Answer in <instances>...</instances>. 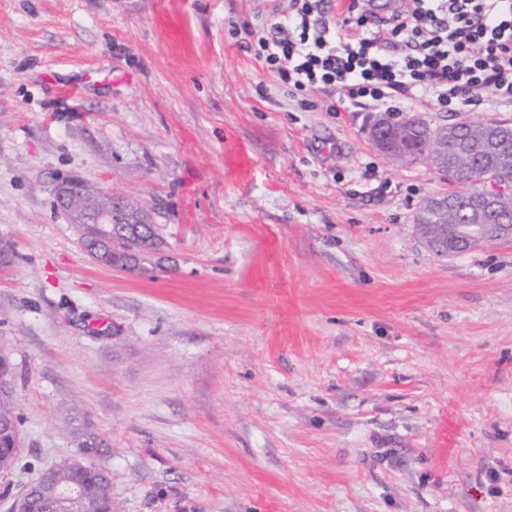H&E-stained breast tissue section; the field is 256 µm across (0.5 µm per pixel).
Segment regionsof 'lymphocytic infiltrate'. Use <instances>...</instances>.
I'll return each mask as SVG.
<instances>
[{"instance_id":"1","label":"lymphocytic infiltrate","mask_w":512,"mask_h":512,"mask_svg":"<svg viewBox=\"0 0 512 512\" xmlns=\"http://www.w3.org/2000/svg\"><path fill=\"white\" fill-rule=\"evenodd\" d=\"M349 0H273L256 31V56L289 91L338 95L410 111L438 102L465 112L489 99L512 110V0H402L387 16Z\"/></svg>"}]
</instances>
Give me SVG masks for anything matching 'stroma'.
Segmentation results:
<instances>
[{
  "label": "stroma",
  "instance_id": "obj_1",
  "mask_svg": "<svg viewBox=\"0 0 512 512\" xmlns=\"http://www.w3.org/2000/svg\"><path fill=\"white\" fill-rule=\"evenodd\" d=\"M174 2L179 51L161 0H0V512L79 456L73 408L121 512H512V238L436 255L415 215L455 184L301 107L249 49L261 0ZM62 176L161 250L97 264ZM12 367L8 357L0 355V471L13 466L21 448L18 420L14 412Z\"/></svg>",
  "mask_w": 512,
  "mask_h": 512
}]
</instances>
